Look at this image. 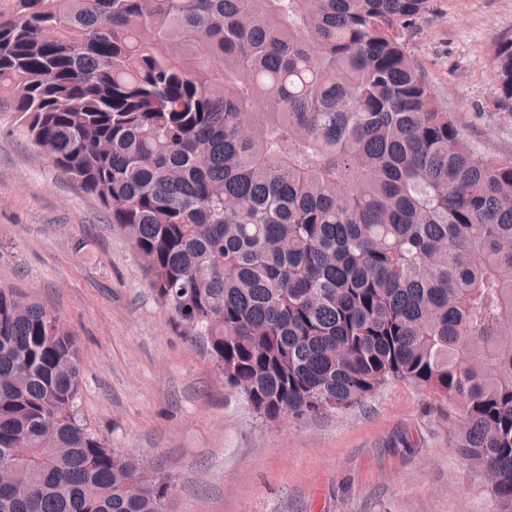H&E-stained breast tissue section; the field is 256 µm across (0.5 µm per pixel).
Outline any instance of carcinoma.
<instances>
[{"label":"carcinoma","instance_id":"1","mask_svg":"<svg viewBox=\"0 0 512 512\" xmlns=\"http://www.w3.org/2000/svg\"><path fill=\"white\" fill-rule=\"evenodd\" d=\"M430 2L0 0V129L98 199L260 416L411 380L512 512V157L407 52ZM493 63L512 114V40ZM79 394L75 335L0 287V512H163Z\"/></svg>","mask_w":512,"mask_h":512}]
</instances>
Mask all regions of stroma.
Wrapping results in <instances>:
<instances>
[{"mask_svg": "<svg viewBox=\"0 0 512 512\" xmlns=\"http://www.w3.org/2000/svg\"><path fill=\"white\" fill-rule=\"evenodd\" d=\"M512 0H431L405 34L438 105L479 152L512 155L492 60ZM76 333L81 419L172 484L169 512H495L456 451L458 404L409 380L318 416L269 420L175 329L144 261L94 197L0 134V287Z\"/></svg>", "mask_w": 512, "mask_h": 512, "instance_id": "35a3bbf8", "label": "stroma"}]
</instances>
